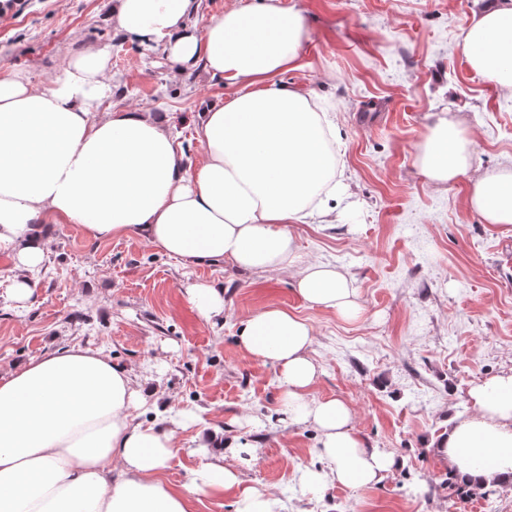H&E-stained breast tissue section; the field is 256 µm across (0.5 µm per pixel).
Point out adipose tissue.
<instances>
[{"label":"adipose tissue","mask_w":512,"mask_h":512,"mask_svg":"<svg viewBox=\"0 0 512 512\" xmlns=\"http://www.w3.org/2000/svg\"><path fill=\"white\" fill-rule=\"evenodd\" d=\"M197 0H114L112 24L124 38L162 47L177 72L203 69L230 90L201 112L203 150L186 165L163 118L123 107L100 110L112 51L89 45L71 53L51 87L20 71L0 74V250L22 275L11 297L32 294L28 272L46 257L50 225L73 224L93 240L131 233L193 265L229 260L254 274L289 269L310 306L345 319L361 312L348 276L303 262L291 225L308 213L325 218L346 192L336 179L335 123L307 95L281 81L300 68L309 36L305 15L279 0L235 7L203 30L188 18ZM470 69L512 94V0H492L462 31ZM474 147L460 121L437 117L417 148L423 175L441 186L466 175ZM469 207L485 223L512 224V169L476 180ZM242 349L278 370L292 423L318 433L317 468L303 488L336 483L370 488L398 468L369 446L341 399L311 390L318 366L313 330L278 308L243 324ZM473 412L455 420L436 445L459 483L512 484V370L475 385ZM148 401L130 371L101 350L57 349L0 375V512H190L191 495L233 493L236 512H279L271 494L244 484L225 458L235 441L210 438L211 459L187 490L160 474L180 450L173 426L134 422Z\"/></svg>","instance_id":"adipose-tissue-1"}]
</instances>
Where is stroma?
<instances>
[{"label": "stroma", "mask_w": 512, "mask_h": 512, "mask_svg": "<svg viewBox=\"0 0 512 512\" xmlns=\"http://www.w3.org/2000/svg\"><path fill=\"white\" fill-rule=\"evenodd\" d=\"M490 2L281 0L310 25L302 66L283 80L334 113L351 203L338 223L291 230L304 260L347 273L357 320L309 306L286 271L188 265L134 233L98 241L56 224L24 304L9 297L16 269L0 251V374L74 344L103 350L158 397L136 421L183 415L182 450L160 474L171 486L187 484L204 460L199 437L211 433L255 449L242 477L281 512H512L511 485L487 499L449 497L448 464L434 451L471 413L470 389L512 370V225L485 223L466 204L479 176L512 168V97L476 76L458 47ZM111 17L112 0H0V71L47 88L71 52L111 46L112 103L167 116L198 163L194 127L223 86L200 71L175 75L161 48L114 36ZM438 112L458 118L475 149L467 175L444 186L416 160ZM212 281L224 286V315L207 321L184 290ZM268 307L312 326L313 396L348 403L356 432L399 457L378 486L303 492L297 472L316 463L318 434L289 422L275 368L238 344L242 322Z\"/></svg>", "instance_id": "obj_1"}]
</instances>
